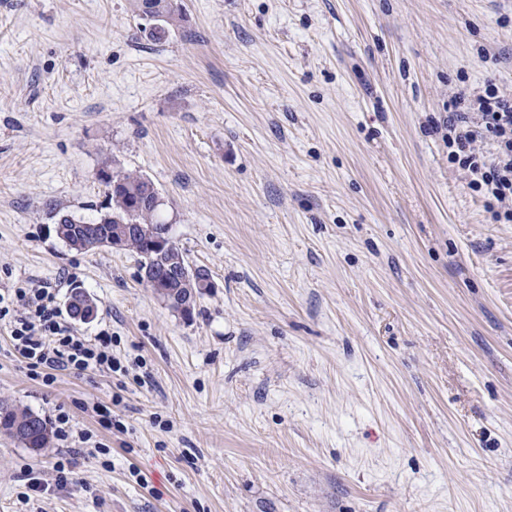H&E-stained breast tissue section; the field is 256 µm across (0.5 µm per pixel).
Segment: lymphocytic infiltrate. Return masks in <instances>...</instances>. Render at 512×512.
I'll use <instances>...</instances> for the list:
<instances>
[{
	"instance_id": "1",
	"label": "lymphocytic infiltrate",
	"mask_w": 512,
	"mask_h": 512,
	"mask_svg": "<svg viewBox=\"0 0 512 512\" xmlns=\"http://www.w3.org/2000/svg\"><path fill=\"white\" fill-rule=\"evenodd\" d=\"M448 115V160L470 176L496 221L512 223V101L489 83L477 93L456 92ZM0 321L8 324L13 350L34 377L54 382L57 373L119 372L110 352L112 331L82 336L66 320L55 289L9 288L0 292Z\"/></svg>"
}]
</instances>
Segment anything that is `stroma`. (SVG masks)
Segmentation results:
<instances>
[{
  "label": "stroma",
  "mask_w": 512,
  "mask_h": 512,
  "mask_svg": "<svg viewBox=\"0 0 512 512\" xmlns=\"http://www.w3.org/2000/svg\"><path fill=\"white\" fill-rule=\"evenodd\" d=\"M175 2L158 43L130 0H0V289L82 292L151 375L47 386L0 325V401L89 437L60 487L0 434V512H512V223L446 139L457 88L512 99V0ZM105 159L210 272L190 316L57 237ZM162 1H164V2L167 1L164 6V13H163L164 19L162 20V25L164 27V35L156 36L153 33H149L150 37L154 41H158V42H160L166 36H168L170 34V32L181 27V22L183 21V15L181 13V10L177 8V6L173 3L174 2L173 0H158V1L132 0L131 1L132 9L138 15L145 8L157 5ZM171 1H172V3H171Z\"/></svg>",
  "instance_id": "1"
}]
</instances>
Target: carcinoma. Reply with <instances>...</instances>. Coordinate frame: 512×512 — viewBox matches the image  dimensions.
<instances>
[{"instance_id":"1","label":"carcinoma","mask_w":512,"mask_h":512,"mask_svg":"<svg viewBox=\"0 0 512 512\" xmlns=\"http://www.w3.org/2000/svg\"><path fill=\"white\" fill-rule=\"evenodd\" d=\"M182 21L181 10L168 0L162 20L164 34H153L151 38L158 42L163 40L170 32L181 27ZM97 180L104 187L106 203L102 209L105 213L93 221H83L68 213L57 212L58 237L77 251L98 246L110 247L112 238H117L122 249L132 251L139 257L140 271L151 278L159 276L167 280L163 299L171 310L179 311L186 289L193 287L192 281L184 273L190 264L177 246L171 252L155 248V237L164 234L166 222L160 218L161 210L153 205L157 194L154 184L135 171L111 166L107 160L98 169ZM0 417L8 435L11 434V427L32 421V427L21 437V444L33 450L46 447L49 426L45 419L33 417V412L27 409L4 405L0 406Z\"/></svg>"}]
</instances>
